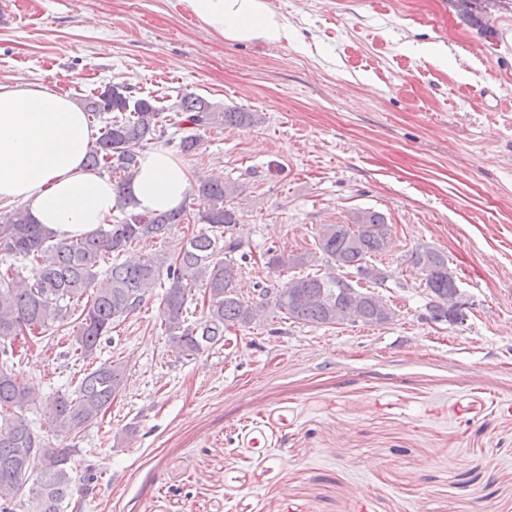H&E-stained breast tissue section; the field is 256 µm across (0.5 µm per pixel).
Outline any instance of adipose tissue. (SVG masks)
Instances as JSON below:
<instances>
[{
  "label": "adipose tissue",
  "instance_id": "adipose-tissue-1",
  "mask_svg": "<svg viewBox=\"0 0 512 512\" xmlns=\"http://www.w3.org/2000/svg\"><path fill=\"white\" fill-rule=\"evenodd\" d=\"M206 27L228 40L277 43L288 26L262 0H185ZM95 139L85 112L42 83L0 82V206L19 204L32 220L64 236L92 232L115 211L116 191L85 168ZM189 170L166 149L140 156L132 193L141 212L181 206Z\"/></svg>",
  "mask_w": 512,
  "mask_h": 512
}]
</instances>
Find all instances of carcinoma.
<instances>
[{"mask_svg":"<svg viewBox=\"0 0 512 512\" xmlns=\"http://www.w3.org/2000/svg\"><path fill=\"white\" fill-rule=\"evenodd\" d=\"M461 14L481 23V0H456ZM87 119L100 121L99 137L87 156V167L109 172L120 215L95 231L64 237L37 224L22 207L0 212V253L31 265V276L13 264L0 271V512H64L73 491L93 493L96 460L76 461L78 448H50L45 436L26 419L34 389L19 380L9 365V347L20 336H38L73 319L68 341L74 354L88 358L115 323L138 311L149 288L161 277L168 286L160 301L161 321L171 352L194 359L224 346L230 327L251 328L266 313H282L294 323L323 327L345 320L382 326L393 310L375 292L387 287L390 275L371 262L390 245L391 229L384 215L371 208L357 210L348 224H328L317 237L316 251L295 257L271 254L272 269L297 268L322 262L325 271L291 276L244 297L237 289L239 264L247 243L232 233L239 224L234 183L198 179L189 196L198 208L186 206L159 214L135 212L129 192L140 151L160 140L177 154L195 153L200 131L219 126H250L256 113L221 109L208 99L186 93L166 106L153 96L138 97L129 87L112 83L83 102ZM173 128V136L166 137ZM203 224L176 255L148 257L135 250L143 239L162 236L175 224ZM410 264L423 276L427 316L451 322L449 311L459 292L448 255L419 244ZM204 287L207 311L188 320L197 287ZM125 366L106 361L85 374L71 391H59L45 404L53 429L79 433L97 423L124 385Z\"/></svg>","mask_w":512,"mask_h":512,"instance_id":"carcinoma-1","label":"carcinoma"}]
</instances>
